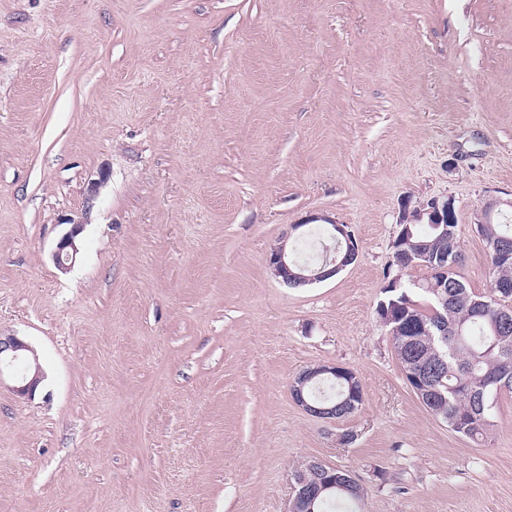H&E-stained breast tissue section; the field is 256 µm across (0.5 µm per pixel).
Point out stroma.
I'll use <instances>...</instances> for the list:
<instances>
[{
    "label": "stroma",
    "mask_w": 512,
    "mask_h": 512,
    "mask_svg": "<svg viewBox=\"0 0 512 512\" xmlns=\"http://www.w3.org/2000/svg\"><path fill=\"white\" fill-rule=\"evenodd\" d=\"M512 196V0H0V512H286L319 458L364 512H512V392L460 436L378 319L405 206ZM312 214L354 263L289 287L266 258ZM78 254H53L71 221ZM365 403L306 414L294 376ZM25 352H32V349L17 336L0 334V376L4 367L14 365L24 359ZM322 374H328L334 377L328 378ZM296 378H294V382H292L291 385L292 399L309 415L330 419L328 415L332 412V408L317 406L312 401L324 406H333L336 404V419H342L354 413L364 402V388L359 383L360 378L354 370L349 368L336 369V365L321 364L311 369L305 375H302V379L298 384L295 382ZM351 384L353 385L350 396ZM304 386L305 394L312 401L304 396ZM348 397H350L352 402L348 404L346 410H342L341 403Z\"/></svg>",
    "instance_id": "obj_1"
}]
</instances>
